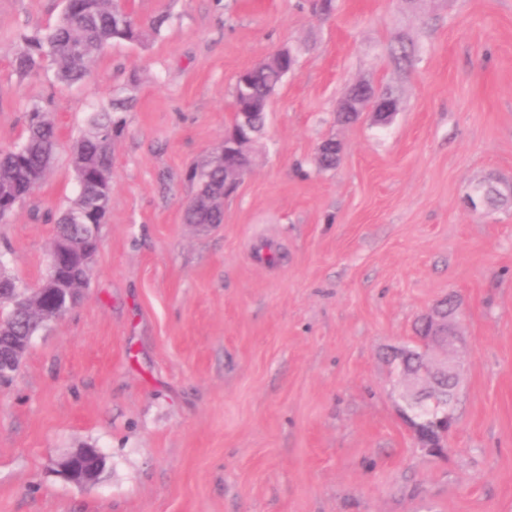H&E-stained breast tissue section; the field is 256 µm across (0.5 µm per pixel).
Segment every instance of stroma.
I'll use <instances>...</instances> for the list:
<instances>
[{
    "label": "stroma",
    "instance_id": "1",
    "mask_svg": "<svg viewBox=\"0 0 512 512\" xmlns=\"http://www.w3.org/2000/svg\"><path fill=\"white\" fill-rule=\"evenodd\" d=\"M130 7L165 16L160 32L65 85L12 64L63 0H0V148L34 104L58 132L46 180L0 224L20 283L46 271L93 106L138 79L93 273L0 384V512H512V201L469 204L512 186V0ZM283 47L296 67L223 223H184L236 75ZM359 82L396 98L388 125L337 119ZM327 140L341 153L323 170ZM449 295L467 356L439 458L401 416L392 354ZM86 446L106 467L80 487L57 468Z\"/></svg>",
    "mask_w": 512,
    "mask_h": 512
}]
</instances>
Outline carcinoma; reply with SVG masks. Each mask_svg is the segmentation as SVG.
<instances>
[{"label": "carcinoma", "mask_w": 512, "mask_h": 512, "mask_svg": "<svg viewBox=\"0 0 512 512\" xmlns=\"http://www.w3.org/2000/svg\"><path fill=\"white\" fill-rule=\"evenodd\" d=\"M164 19L150 26L138 22L133 13L118 0H68L60 20L53 26L21 36L22 46L14 52L12 62L17 71L28 74L40 70L45 61L55 65V73L63 83L84 81L92 64L112 41L145 45L160 30ZM287 75L286 66L277 55L248 71L247 98H242L239 82L232 86L233 118L228 127L238 124V113L246 111L248 102L263 104ZM134 97L117 93L97 106L87 119V129L77 140L72 152V165L77 179L83 181L71 205L57 221L56 235L80 236V228L68 221L73 211L86 213V222L104 223L112 193V144L125 129L124 113L131 110ZM56 147L53 122L38 106L29 110L26 135L21 145L0 151V223L13 215L16 206L26 199L46 178ZM208 181L207 192L193 194L184 208L187 224H210L217 212L223 211L224 164L220 152H215L192 168ZM90 273L80 266L67 275L66 287L80 289L87 284ZM0 301L11 303L9 289L14 288L18 298L30 295L6 271H0ZM42 323L34 314L18 305L0 316V346L14 336L36 333ZM450 387L448 379L435 381L421 410L419 419L432 422L446 411Z\"/></svg>", "instance_id": "carcinoma-1"}]
</instances>
